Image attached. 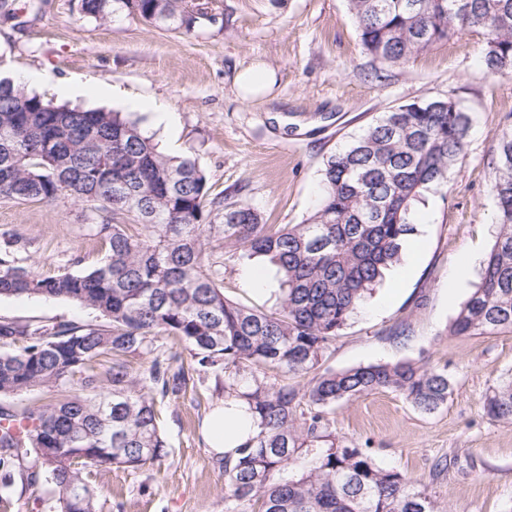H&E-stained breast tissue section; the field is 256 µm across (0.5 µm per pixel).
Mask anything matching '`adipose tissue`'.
Wrapping results in <instances>:
<instances>
[{
  "instance_id": "adipose-tissue-1",
  "label": "adipose tissue",
  "mask_w": 512,
  "mask_h": 512,
  "mask_svg": "<svg viewBox=\"0 0 512 512\" xmlns=\"http://www.w3.org/2000/svg\"><path fill=\"white\" fill-rule=\"evenodd\" d=\"M257 423L246 405L230 399L217 405L204 419L201 431L210 450L220 458L236 460L237 449L254 435Z\"/></svg>"
}]
</instances>
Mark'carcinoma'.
I'll return each mask as SVG.
<instances>
[{"instance_id": "cac0c4a2", "label": "carcinoma", "mask_w": 512, "mask_h": 512, "mask_svg": "<svg viewBox=\"0 0 512 512\" xmlns=\"http://www.w3.org/2000/svg\"><path fill=\"white\" fill-rule=\"evenodd\" d=\"M41 0H0V22L40 9ZM84 17L137 14L163 30L191 31L210 21L209 2L78 0ZM348 0L361 45L374 58L403 64L471 29L485 38L480 66L512 75V0ZM470 118L448 100L390 110L330 155L322 195L299 224L261 223L249 203L209 221L205 174L190 153L161 151L122 112L82 109L0 82V197L86 205L88 228L107 245L85 271L44 276L0 248V298L39 297L91 309L101 324L52 326L0 320V396L80 388L61 400L0 405V490L29 461L26 481L48 485L50 512H98L92 485L101 466L140 469L169 455L156 395L186 382L182 353L133 374L125 360L174 338L197 370L224 377V398L244 401L259 431L224 466L225 512H446L418 481L379 466L369 449L336 442L328 411L376 390L432 412L448 400V374L412 360L326 370L303 386L288 382L317 369L336 337L402 257L411 214L444 184L464 152ZM495 241L480 282L452 322L453 336L512 330V133L492 157ZM131 219L117 224L119 216ZM240 248L275 269L279 309L266 312L224 295L215 243ZM112 357L107 384L87 374ZM276 370L282 378L270 379ZM486 414L512 421V380L485 398ZM53 453H47V449Z\"/></svg>"}]
</instances>
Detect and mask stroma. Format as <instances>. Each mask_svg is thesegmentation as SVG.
Here are the masks:
<instances>
[{
  "instance_id": "obj_1",
  "label": "stroma",
  "mask_w": 512,
  "mask_h": 512,
  "mask_svg": "<svg viewBox=\"0 0 512 512\" xmlns=\"http://www.w3.org/2000/svg\"><path fill=\"white\" fill-rule=\"evenodd\" d=\"M217 23L166 32L120 12L101 22L77 0H43L37 19L0 23V76L36 72L32 90L85 109L137 119L160 147L193 153L210 198L255 206L266 224H298L314 209L325 160L385 112L413 101L449 99L470 117L464 152L447 182L415 210L420 251L404 248L409 273L386 275L326 353L321 370L402 359L446 370L447 402L433 412L378 390L341 403L328 419L337 438L370 449L376 462L428 485L448 512H512V422L484 411L486 394L512 379V330L453 336L449 326L478 283L498 227L490 191L497 134L512 131V76H487L481 34L462 30L402 65L366 54L348 0H211ZM271 74L255 96L238 88L250 67ZM66 87L82 89L69 99ZM281 113L323 114L302 133L284 131ZM85 207L0 199V248L14 242L20 265L46 276L95 265L106 244L87 228ZM476 266L460 272L463 257ZM224 293L273 310L279 284L248 280L261 259L220 248ZM0 318L51 325L97 323L96 313L59 300L4 298ZM405 325L407 336L392 332ZM182 390L157 408L170 453L141 470L106 467L93 478L101 512H224V469L205 444L203 418L223 401L211 374L183 362ZM447 466L439 476L437 461Z\"/></svg>"
}]
</instances>
